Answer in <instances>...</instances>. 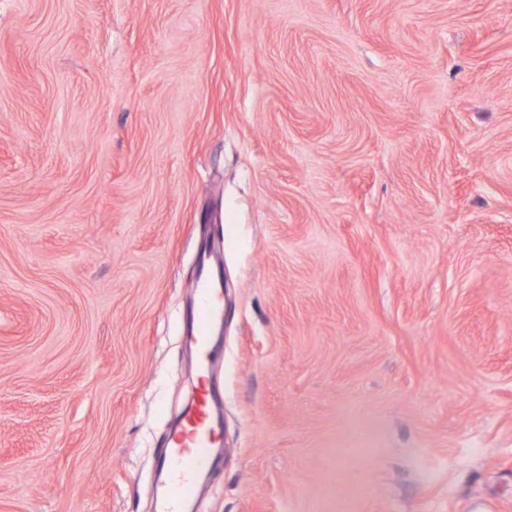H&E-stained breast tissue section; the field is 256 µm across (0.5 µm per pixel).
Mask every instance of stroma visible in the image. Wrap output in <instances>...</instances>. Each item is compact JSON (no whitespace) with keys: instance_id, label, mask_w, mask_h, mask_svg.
<instances>
[{"instance_id":"35a3bbf8","label":"stroma","mask_w":512,"mask_h":512,"mask_svg":"<svg viewBox=\"0 0 512 512\" xmlns=\"http://www.w3.org/2000/svg\"><path fill=\"white\" fill-rule=\"evenodd\" d=\"M208 240L195 512H512V0H0V512H155ZM223 245L211 243L198 253L199 277L194 285L195 322L187 332L189 343L199 355L201 370H208L216 362L212 356L214 325L222 314L223 283L211 276L218 264Z\"/></svg>"}]
</instances>
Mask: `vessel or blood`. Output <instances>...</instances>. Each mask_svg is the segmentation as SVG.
Segmentation results:
<instances>
[{"mask_svg": "<svg viewBox=\"0 0 512 512\" xmlns=\"http://www.w3.org/2000/svg\"><path fill=\"white\" fill-rule=\"evenodd\" d=\"M222 250V245L212 243L203 246L198 253L195 322L187 332V339L196 349L199 366L204 371L214 362L212 336L222 314L223 284L211 275ZM221 400V392L209 381H202L195 402L172 430L166 457V482L157 499L156 512H182V505L194 492L196 475L207 467L213 450L221 447L222 425L217 414Z\"/></svg>", "mask_w": 512, "mask_h": 512, "instance_id": "b4317fda", "label": "vessel or blood"}]
</instances>
